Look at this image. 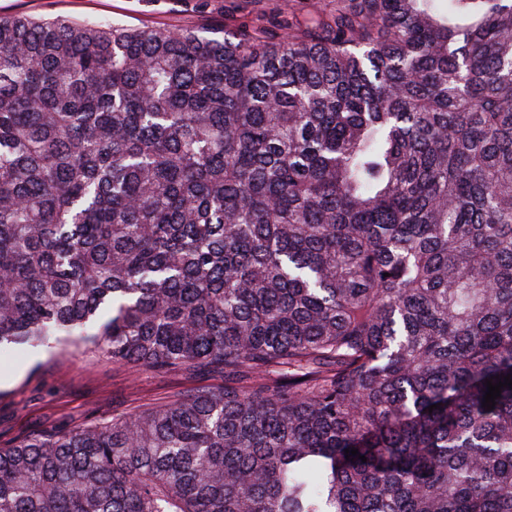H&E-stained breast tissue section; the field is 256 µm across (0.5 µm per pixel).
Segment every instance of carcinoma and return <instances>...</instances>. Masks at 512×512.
I'll use <instances>...</instances> for the list:
<instances>
[{"mask_svg":"<svg viewBox=\"0 0 512 512\" xmlns=\"http://www.w3.org/2000/svg\"><path fill=\"white\" fill-rule=\"evenodd\" d=\"M436 2L0 16V351L224 377L0 512H512V0Z\"/></svg>","mask_w":512,"mask_h":512,"instance_id":"obj_1","label":"carcinoma"}]
</instances>
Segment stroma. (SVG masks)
<instances>
[{
    "mask_svg": "<svg viewBox=\"0 0 512 512\" xmlns=\"http://www.w3.org/2000/svg\"><path fill=\"white\" fill-rule=\"evenodd\" d=\"M249 0H0V15L65 17L136 27L219 31ZM0 448L50 428L91 424L165 403L176 393L219 386L218 374L190 377L116 365L97 352L57 346L16 348L0 360Z\"/></svg>",
    "mask_w": 512,
    "mask_h": 512,
    "instance_id": "35a3bbf8",
    "label": "stroma"
}]
</instances>
